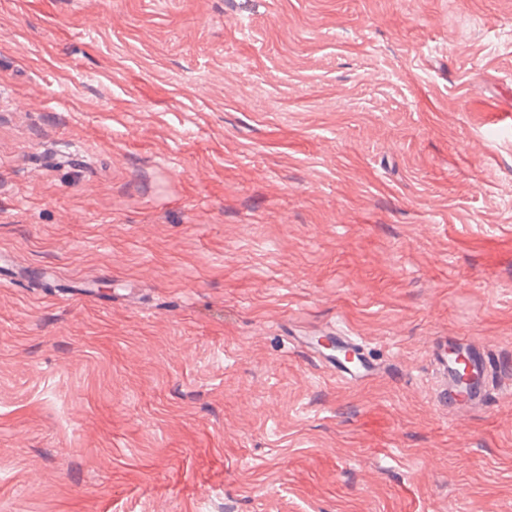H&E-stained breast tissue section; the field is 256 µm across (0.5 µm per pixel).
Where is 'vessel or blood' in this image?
Listing matches in <instances>:
<instances>
[{
    "instance_id": "vessel-or-blood-1",
    "label": "vessel or blood",
    "mask_w": 512,
    "mask_h": 512,
    "mask_svg": "<svg viewBox=\"0 0 512 512\" xmlns=\"http://www.w3.org/2000/svg\"><path fill=\"white\" fill-rule=\"evenodd\" d=\"M335 354L316 348L312 337L300 336L298 347L310 352L320 365L345 384H360L378 377L383 367L365 355L362 345L351 336L336 334ZM434 378V399L445 410L478 415L485 411L489 399L488 370L490 361L483 346L442 337L429 353Z\"/></svg>"
}]
</instances>
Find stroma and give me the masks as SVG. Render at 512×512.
<instances>
[{"mask_svg": "<svg viewBox=\"0 0 512 512\" xmlns=\"http://www.w3.org/2000/svg\"><path fill=\"white\" fill-rule=\"evenodd\" d=\"M1 250L0 512H512V0H0ZM327 337L336 344V356L325 354L316 348L312 336H296L295 341L298 347L311 354L315 362L317 360L322 367H328L336 380L342 383L356 385L374 379L382 373V365L363 353V346L354 336L339 332L336 336ZM462 345L459 352L455 349ZM434 378V400L445 410L478 415L485 411L489 399L486 349L465 338L440 337L429 353ZM462 357V359H460ZM461 365L466 369L463 381L458 378Z\"/></svg>", "mask_w": 512, "mask_h": 512, "instance_id": "obj_1", "label": "stroma"}]
</instances>
